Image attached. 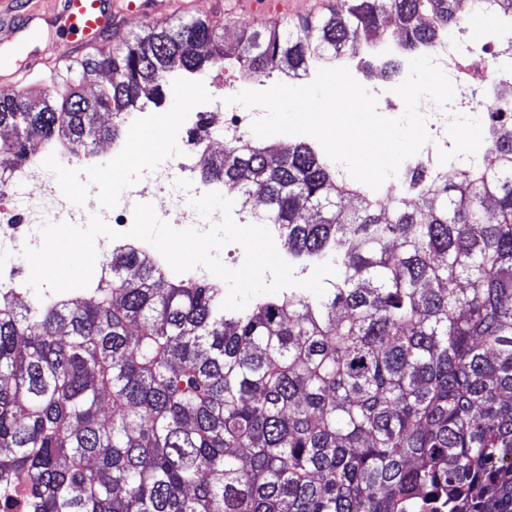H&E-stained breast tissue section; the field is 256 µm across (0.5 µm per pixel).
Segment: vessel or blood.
Wrapping results in <instances>:
<instances>
[{"label": "vessel or blood", "instance_id": "vessel-or-blood-1", "mask_svg": "<svg viewBox=\"0 0 512 512\" xmlns=\"http://www.w3.org/2000/svg\"><path fill=\"white\" fill-rule=\"evenodd\" d=\"M329 7V0H275L274 5L268 7L261 6L259 0H211L205 16L231 20L259 13L267 24L281 25ZM171 9L172 0H58L55 20L64 41L63 50L50 60L38 52H28L12 80L14 84H22L40 75L48 65L75 60L77 51L102 47L113 27L121 26L129 15L143 20L158 13H170ZM0 23L24 31L30 28L32 18L30 14L21 13L14 0H0Z\"/></svg>", "mask_w": 512, "mask_h": 512}]
</instances>
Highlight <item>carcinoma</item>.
Listing matches in <instances>:
<instances>
[{
	"label": "carcinoma",
	"mask_w": 512,
	"mask_h": 512,
	"mask_svg": "<svg viewBox=\"0 0 512 512\" xmlns=\"http://www.w3.org/2000/svg\"><path fill=\"white\" fill-rule=\"evenodd\" d=\"M456 0H336L285 27L216 32L201 18L62 67L66 93L0 92V169L42 139L82 152L97 124L166 77L237 68L293 77L395 23L419 50ZM474 0L478 37L489 10ZM112 79L93 99V75ZM201 175L254 195L288 253L339 271L227 315L224 289L175 278L132 247L88 289L0 306V512H512V128L473 169L411 200L357 198L308 143L248 140ZM26 486L23 504L10 493Z\"/></svg>",
	"instance_id": "obj_1"
}]
</instances>
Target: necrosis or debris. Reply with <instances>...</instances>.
Masks as SVG:
<instances>
[{"instance_id": "obj_1", "label": "necrosis or debris", "mask_w": 512, "mask_h": 512, "mask_svg": "<svg viewBox=\"0 0 512 512\" xmlns=\"http://www.w3.org/2000/svg\"><path fill=\"white\" fill-rule=\"evenodd\" d=\"M423 53L433 58L454 85L450 109L483 127L480 150L488 152L498 133L512 126V18L502 20L492 37L484 40L476 39L467 25L458 24L451 38L437 41L424 48ZM233 89V84H226L224 96L193 102L187 112L169 116L170 135L179 136L182 126L193 122L203 108L214 117L211 138L216 143L230 146L251 134L257 114L243 105L225 102V95ZM426 128L428 142L411 162L402 163L397 174L382 183L381 192L407 189L408 170L413 165L426 168L439 178L473 167L474 157L459 154L448 130L432 122ZM127 147V139L117 138L110 152L83 155L72 146L53 140L41 143L22 165L1 171L0 247L20 252L28 246H39L41 225H83L95 215L114 230H128L134 206L147 202L146 191L151 187L168 200L167 207L158 212L161 220L190 224L202 232L212 226V219L202 217L192 202L210 192H223L224 182L200 178V157L206 149L199 145H185L176 155L154 154L138 170L134 184L121 182L113 187L111 203H104L93 186L73 197L61 193V180L84 182L123 156ZM46 154L53 156L54 168L43 166L42 157Z\"/></svg>"}]
</instances>
